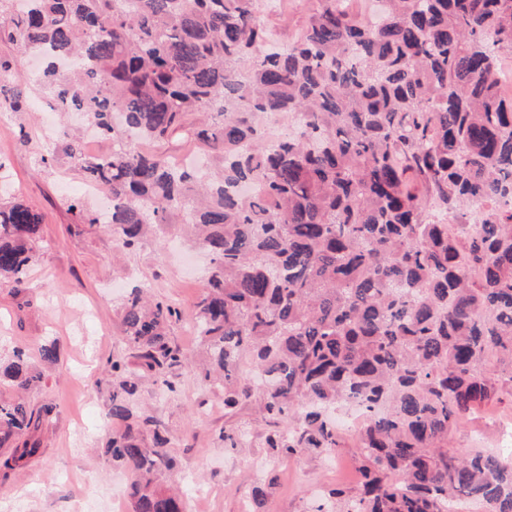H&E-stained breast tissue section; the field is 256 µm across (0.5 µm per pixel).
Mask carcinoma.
Segmentation results:
<instances>
[{"mask_svg": "<svg viewBox=\"0 0 512 512\" xmlns=\"http://www.w3.org/2000/svg\"><path fill=\"white\" fill-rule=\"evenodd\" d=\"M5 2L0 33L43 58V92L112 143L91 155L63 131L121 247L182 224L208 252L193 323L224 412L252 400L285 422L266 439L281 457L334 451L328 411L362 413L359 485L317 512H457L463 496L512 512V458L449 446L472 410L512 400V0H384L376 19L319 0L286 46L266 0H25L16 16ZM265 118L288 132L267 140ZM176 135L205 164L142 148ZM42 223L0 204V282L26 287ZM180 318L140 288L121 304L136 367L110 361L105 455L132 474L133 512H186L160 482L165 428L133 405L144 373L172 389ZM0 377L41 382L21 351ZM51 413L0 401L1 469L36 455V440L5 445Z\"/></svg>", "mask_w": 512, "mask_h": 512, "instance_id": "1", "label": "carcinoma"}]
</instances>
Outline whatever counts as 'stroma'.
I'll list each match as a JSON object with an SVG mask.
<instances>
[{
    "instance_id": "35a3bbf8",
    "label": "stroma",
    "mask_w": 512,
    "mask_h": 512,
    "mask_svg": "<svg viewBox=\"0 0 512 512\" xmlns=\"http://www.w3.org/2000/svg\"><path fill=\"white\" fill-rule=\"evenodd\" d=\"M318 4L285 0L283 8L265 13V24L275 40L291 41ZM36 71L33 58L0 40V194L18 197L44 216L25 290L0 284V364L19 350L33 356L43 381L24 399L35 409L54 408L35 433L39 453L20 469L0 471V512H130L129 502L111 501L129 475L112 469L103 453L112 436L108 362L129 357L121 339V300L138 285L175 303L181 319L172 337L184 353L198 357L192 316L209 259L180 244L176 224L122 251L105 225L80 222L70 204L80 202L97 214L104 198L86 196L62 150L60 128L42 135L55 112ZM17 88L29 100L21 112L4 106ZM47 342L57 346L56 362L37 358ZM169 380L168 390L144 377L136 410L166 426L176 467L162 480L183 492L188 512H313L329 490L355 486L359 450L352 433L330 453L276 458L266 445L273 426L252 405L225 415L223 389L189 366ZM509 423L512 403L491 402L463 422L452 444L463 453L497 450L498 430ZM258 486L265 495L256 502L252 491Z\"/></svg>"
}]
</instances>
